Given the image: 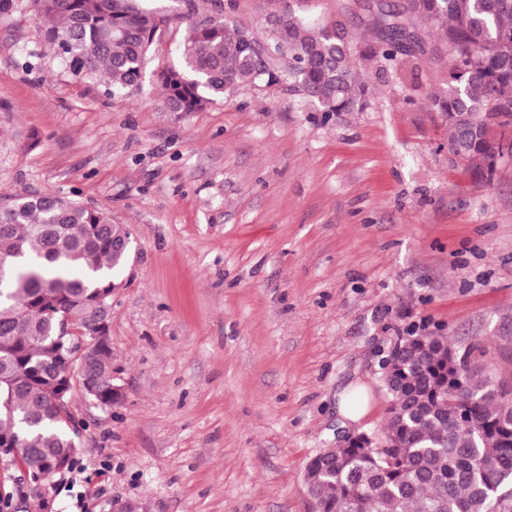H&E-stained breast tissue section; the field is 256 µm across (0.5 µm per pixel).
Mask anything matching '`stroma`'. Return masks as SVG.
Returning <instances> with one entry per match:
<instances>
[{
	"mask_svg": "<svg viewBox=\"0 0 512 512\" xmlns=\"http://www.w3.org/2000/svg\"><path fill=\"white\" fill-rule=\"evenodd\" d=\"M355 0H224L264 29L295 13L372 34ZM445 68H365L363 108L317 111L288 82L177 119L152 85L109 97L48 51L30 0L0 10V201L53 192L130 233L114 275L105 408L74 392L73 472L32 512H307V461L381 434L379 361L411 327L479 344L512 380V159L454 162L429 97ZM361 395L357 419L340 413Z\"/></svg>",
	"mask_w": 512,
	"mask_h": 512,
	"instance_id": "obj_1",
	"label": "stroma"
}]
</instances>
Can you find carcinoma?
Instances as JSON below:
<instances>
[{
  "mask_svg": "<svg viewBox=\"0 0 512 512\" xmlns=\"http://www.w3.org/2000/svg\"><path fill=\"white\" fill-rule=\"evenodd\" d=\"M31 2L45 45L72 77L124 96L150 76L157 103L180 118L283 79L320 112H350L366 94L358 61L385 71L434 56L446 75L431 104L456 160L491 177L512 157V0H362L357 19L375 36L364 46L339 22L291 14L261 36L225 19L224 0ZM162 25H183L185 35L176 60L150 73ZM260 39L289 59L287 69L254 55ZM127 238L105 212L50 192L0 208V448L19 444L23 465L53 475L75 462L80 435L54 379L67 348L93 339L89 313L112 292ZM64 315L72 332L61 336ZM476 351L406 331L381 447L326 449L311 470L315 512H512V403L487 395L494 377ZM101 371L92 349L73 367L78 388L109 407Z\"/></svg>",
  "mask_w": 512,
  "mask_h": 512,
  "instance_id": "1",
  "label": "carcinoma"
}]
</instances>
